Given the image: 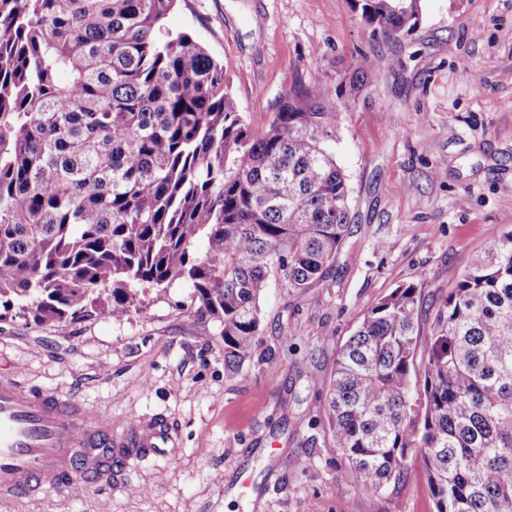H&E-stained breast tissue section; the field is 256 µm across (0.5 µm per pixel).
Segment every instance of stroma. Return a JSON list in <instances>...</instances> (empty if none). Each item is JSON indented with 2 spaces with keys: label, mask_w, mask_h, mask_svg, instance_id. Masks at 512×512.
Wrapping results in <instances>:
<instances>
[{
  "label": "stroma",
  "mask_w": 512,
  "mask_h": 512,
  "mask_svg": "<svg viewBox=\"0 0 512 512\" xmlns=\"http://www.w3.org/2000/svg\"><path fill=\"white\" fill-rule=\"evenodd\" d=\"M424 5L412 33L374 37L352 0H177L166 27L224 61L256 132L294 87L339 86L376 57L359 96L326 104L350 233L304 293L271 281L235 374L181 282L121 317L0 321V377L22 373L116 423L165 416L179 435L173 457L140 459L125 484L78 483L0 512H432L424 482L375 495L343 473L326 415L337 354L367 308L410 282L431 300L490 230H512V0Z\"/></svg>",
  "instance_id": "obj_1"
}]
</instances>
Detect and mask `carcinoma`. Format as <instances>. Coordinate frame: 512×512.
I'll return each instance as SVG.
<instances>
[{
	"label": "carcinoma",
	"instance_id": "1",
	"mask_svg": "<svg viewBox=\"0 0 512 512\" xmlns=\"http://www.w3.org/2000/svg\"><path fill=\"white\" fill-rule=\"evenodd\" d=\"M387 36L422 0H353ZM176 0H0V321L123 316L182 280L234 373L272 279H324L349 227L320 80L255 133L215 60L163 20ZM207 241L204 251L198 243ZM394 289L341 347L332 447L371 493L410 483L434 512H512V232L470 256L421 335Z\"/></svg>",
	"mask_w": 512,
	"mask_h": 512
}]
</instances>
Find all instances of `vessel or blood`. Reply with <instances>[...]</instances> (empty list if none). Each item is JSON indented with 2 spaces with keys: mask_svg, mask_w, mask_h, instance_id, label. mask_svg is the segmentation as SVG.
<instances>
[{
  "mask_svg": "<svg viewBox=\"0 0 512 512\" xmlns=\"http://www.w3.org/2000/svg\"><path fill=\"white\" fill-rule=\"evenodd\" d=\"M176 438L165 417L119 429L71 395L34 391L15 375L0 378V501L34 498L78 476L115 483L130 461L169 455Z\"/></svg>",
  "mask_w": 512,
  "mask_h": 512,
  "instance_id": "obj_1",
  "label": "vessel or blood"
}]
</instances>
